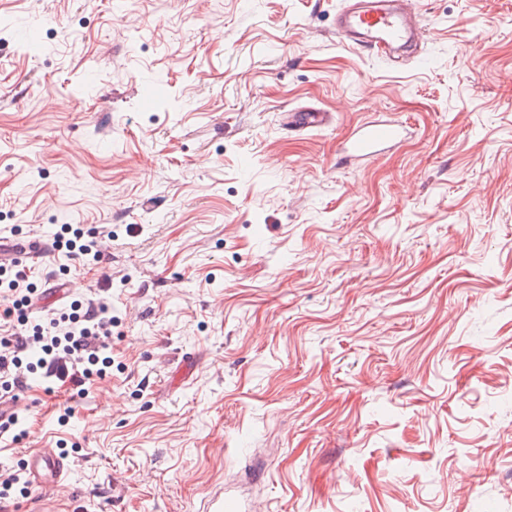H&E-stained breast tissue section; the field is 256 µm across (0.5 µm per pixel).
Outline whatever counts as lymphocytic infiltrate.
<instances>
[{"instance_id":"f902f5d3","label":"lymphocytic infiltrate","mask_w":512,"mask_h":512,"mask_svg":"<svg viewBox=\"0 0 512 512\" xmlns=\"http://www.w3.org/2000/svg\"><path fill=\"white\" fill-rule=\"evenodd\" d=\"M25 277L24 271H17L0 290V303L5 306L0 312V379L9 378L18 387L26 375L41 368L46 377L70 383L78 393L87 392L111 365L106 355L112 339L109 304L33 325L28 310L35 290L21 287ZM25 351L35 355V362L22 364L20 355Z\"/></svg>"}]
</instances>
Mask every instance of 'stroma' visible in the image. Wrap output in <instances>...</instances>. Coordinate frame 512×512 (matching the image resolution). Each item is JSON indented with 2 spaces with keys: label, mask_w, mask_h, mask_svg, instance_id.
Segmentation results:
<instances>
[{
  "label": "stroma",
  "mask_w": 512,
  "mask_h": 512,
  "mask_svg": "<svg viewBox=\"0 0 512 512\" xmlns=\"http://www.w3.org/2000/svg\"><path fill=\"white\" fill-rule=\"evenodd\" d=\"M343 2L0 0V244L93 233L25 264L112 305L110 375L20 392L0 475L70 470L7 512H512V0H416L403 67ZM284 119V124L290 129H317L326 125L328 112H321L313 108H301L287 112ZM407 133L403 124L388 120H372L362 124L340 146L343 156L350 162H358L398 142ZM30 473L33 477L32 487L37 494H43L49 487L46 478L58 483L67 473L70 464L67 459L54 451L38 449L30 456Z\"/></svg>",
  "instance_id": "obj_1"
}]
</instances>
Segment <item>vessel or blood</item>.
I'll return each mask as SVG.
<instances>
[{
	"label": "vessel or blood",
	"instance_id": "1",
	"mask_svg": "<svg viewBox=\"0 0 512 512\" xmlns=\"http://www.w3.org/2000/svg\"><path fill=\"white\" fill-rule=\"evenodd\" d=\"M336 35L342 41L369 48L381 58H389L395 46H419L426 25L413 0H345L336 14ZM327 113L301 108L286 113L284 123L292 129H317L326 125ZM407 132L405 125L388 120L362 124L340 146L349 162H358L398 142ZM70 467L67 459L49 450H37L30 457L32 487L43 493L49 481H60Z\"/></svg>",
	"mask_w": 512,
	"mask_h": 512
}]
</instances>
